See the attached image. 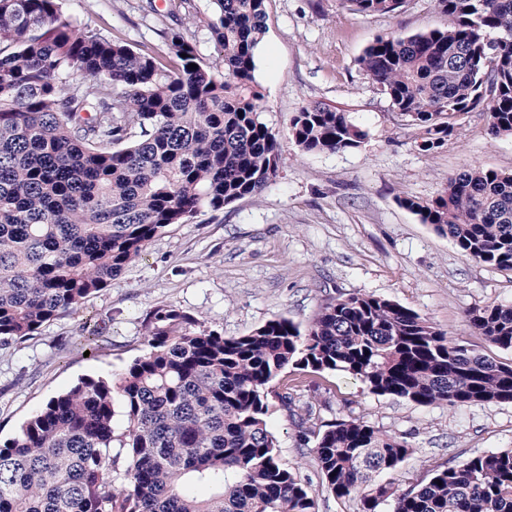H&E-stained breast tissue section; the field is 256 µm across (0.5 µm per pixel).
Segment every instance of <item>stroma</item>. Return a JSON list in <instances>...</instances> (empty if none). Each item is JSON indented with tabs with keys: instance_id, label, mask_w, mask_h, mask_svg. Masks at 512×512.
Listing matches in <instances>:
<instances>
[{
	"instance_id": "35a3bbf8",
	"label": "stroma",
	"mask_w": 512,
	"mask_h": 512,
	"mask_svg": "<svg viewBox=\"0 0 512 512\" xmlns=\"http://www.w3.org/2000/svg\"><path fill=\"white\" fill-rule=\"evenodd\" d=\"M82 25L110 30L136 49L163 52L172 35L219 51L208 23L214 0H63ZM256 78L262 121L277 135L282 167L259 195L201 210L152 239L111 286L31 339L0 346V438L12 437L50 397L86 375L121 371L146 351L144 320L159 307L193 314L224 336L285 317L307 326L327 299L363 292L417 311L459 343L501 362L512 352L472 333L467 314L512 304V272L467 259L448 237L400 206L429 200L464 166L512 173V136H492L486 112L461 115L441 147L420 151L416 131L358 65L378 36L448 24L433 0H406L392 15H361L339 0H267ZM348 113L366 133L361 147L301 152L289 134L302 106ZM303 401L314 421L359 419L407 436L413 453L383 482L425 484L435 466L512 448V403L420 406L372 394L339 372H305ZM268 423L284 466L309 479L319 512H359L321 486L309 446L277 398Z\"/></svg>"
}]
</instances>
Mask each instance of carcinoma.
Masks as SVG:
<instances>
[{
    "label": "carcinoma",
    "instance_id": "cac0c4a2",
    "mask_svg": "<svg viewBox=\"0 0 512 512\" xmlns=\"http://www.w3.org/2000/svg\"><path fill=\"white\" fill-rule=\"evenodd\" d=\"M265 2L216 0L208 27L220 58L207 62L180 34L162 54L136 51L77 25L62 0H0V346L103 291L170 225L278 176L256 79ZM434 2L446 29L379 36L361 69L423 152L478 108L493 135H512V0ZM403 3L341 0L362 15ZM289 134L304 153L352 151L366 137L320 103L302 107ZM399 204L463 256L512 271V174L467 167L436 198ZM467 322L512 351V305L473 309ZM145 330L146 353L110 379H80L0 443V512H318L268 426L275 380L313 442L322 485L359 498L362 512H512V449L439 465L428 483L400 490L375 477L413 453L407 437L361 420L321 429L312 405L296 403L302 379L290 368L341 372L419 405L512 402V362L459 344L409 307L356 292L325 301L304 329L277 318L230 337L163 307Z\"/></svg>",
    "mask_w": 512,
    "mask_h": 512
}]
</instances>
